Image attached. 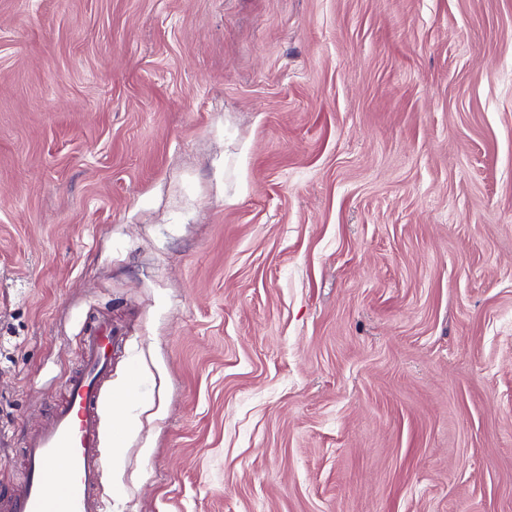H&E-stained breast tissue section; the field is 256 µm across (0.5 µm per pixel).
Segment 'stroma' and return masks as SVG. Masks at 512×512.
Returning <instances> with one entry per match:
<instances>
[{"instance_id": "35a3bbf8", "label": "stroma", "mask_w": 512, "mask_h": 512, "mask_svg": "<svg viewBox=\"0 0 512 512\" xmlns=\"http://www.w3.org/2000/svg\"><path fill=\"white\" fill-rule=\"evenodd\" d=\"M96 317L104 512H512V0H0V496Z\"/></svg>"}]
</instances>
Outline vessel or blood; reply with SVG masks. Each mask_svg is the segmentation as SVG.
<instances>
[{"label":"vessel or blood","mask_w":512,"mask_h":512,"mask_svg":"<svg viewBox=\"0 0 512 512\" xmlns=\"http://www.w3.org/2000/svg\"><path fill=\"white\" fill-rule=\"evenodd\" d=\"M111 321L87 327L81 367L48 424L25 441V474L0 512H101L109 459L102 448L103 386L112 371Z\"/></svg>","instance_id":"b4317fda"}]
</instances>
